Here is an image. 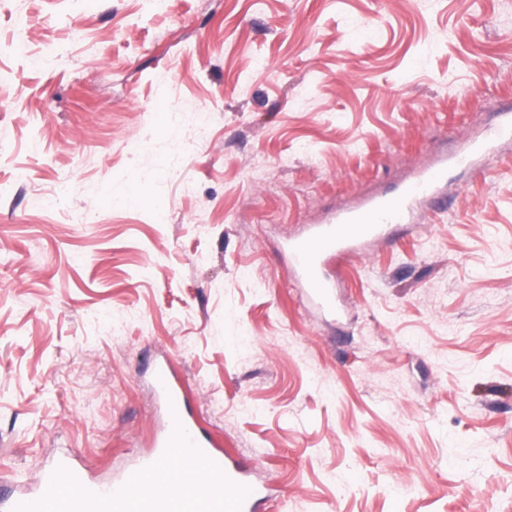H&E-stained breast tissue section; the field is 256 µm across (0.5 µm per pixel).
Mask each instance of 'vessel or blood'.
I'll list each match as a JSON object with an SVG mask.
<instances>
[{
	"mask_svg": "<svg viewBox=\"0 0 512 512\" xmlns=\"http://www.w3.org/2000/svg\"><path fill=\"white\" fill-rule=\"evenodd\" d=\"M509 140L512 120L490 126L468 141L461 154L420 171L398 192L366 197L330 222L308 225L301 235L288 238L292 272L311 303L336 313L327 264L358 254L367 242L389 239L392 227L409 223L420 200L436 197L449 166L473 167L497 143ZM147 370L166 415L164 432L152 451L108 483L91 480L70 459H56L44 470L38 491L12 498L10 512H257L261 488L248 479L244 462L199 432L169 359L151 361ZM148 478L153 481L149 487L144 484Z\"/></svg>",
	"mask_w": 512,
	"mask_h": 512,
	"instance_id": "b4317fda",
	"label": "vessel or blood"
}]
</instances>
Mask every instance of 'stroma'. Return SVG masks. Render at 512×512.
Instances as JSON below:
<instances>
[{"label":"stroma","mask_w":512,"mask_h":512,"mask_svg":"<svg viewBox=\"0 0 512 512\" xmlns=\"http://www.w3.org/2000/svg\"><path fill=\"white\" fill-rule=\"evenodd\" d=\"M508 102L512 0H0V477L130 468L165 353L263 512H512V141L328 265L340 318L283 248ZM186 105L209 139L157 166ZM137 172L154 206H113Z\"/></svg>","instance_id":"1"}]
</instances>
